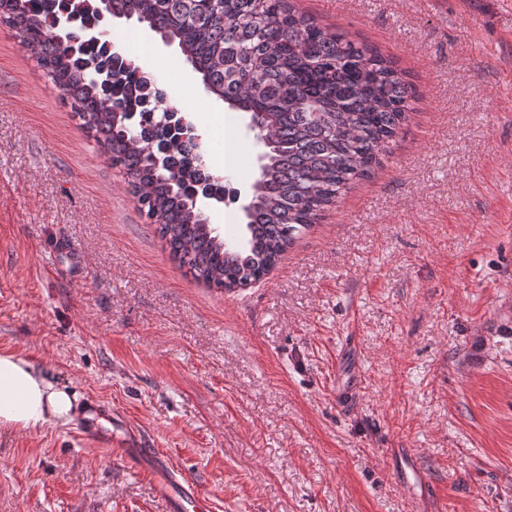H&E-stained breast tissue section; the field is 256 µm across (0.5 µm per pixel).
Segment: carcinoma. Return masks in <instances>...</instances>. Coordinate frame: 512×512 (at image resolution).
I'll return each mask as SVG.
<instances>
[{
	"label": "carcinoma",
	"mask_w": 512,
	"mask_h": 512,
	"mask_svg": "<svg viewBox=\"0 0 512 512\" xmlns=\"http://www.w3.org/2000/svg\"><path fill=\"white\" fill-rule=\"evenodd\" d=\"M108 16L178 43L207 92L258 122L266 151L235 248L200 208L203 199L224 202V179L183 138L177 109L112 42L85 36ZM0 23L124 172L171 259L217 289L265 278L380 163L416 100L391 60L323 29L292 0H110L106 13L99 0H0Z\"/></svg>",
	"instance_id": "cac0c4a2"
}]
</instances>
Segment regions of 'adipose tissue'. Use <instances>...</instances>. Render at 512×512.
<instances>
[{
	"instance_id": "ef3b65f1",
	"label": "adipose tissue",
	"mask_w": 512,
	"mask_h": 512,
	"mask_svg": "<svg viewBox=\"0 0 512 512\" xmlns=\"http://www.w3.org/2000/svg\"><path fill=\"white\" fill-rule=\"evenodd\" d=\"M76 414L74 398L41 363L0 353V426L34 431L67 425Z\"/></svg>"
}]
</instances>
